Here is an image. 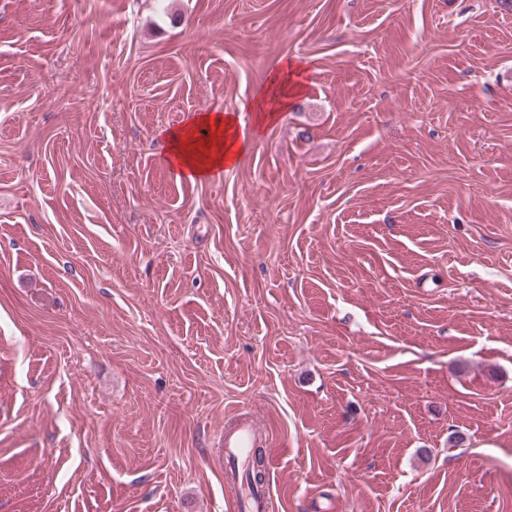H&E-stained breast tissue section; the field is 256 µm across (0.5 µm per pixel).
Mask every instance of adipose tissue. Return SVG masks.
Returning a JSON list of instances; mask_svg holds the SVG:
<instances>
[{
  "label": "adipose tissue",
  "mask_w": 512,
  "mask_h": 512,
  "mask_svg": "<svg viewBox=\"0 0 512 512\" xmlns=\"http://www.w3.org/2000/svg\"><path fill=\"white\" fill-rule=\"evenodd\" d=\"M301 65L288 61L273 75L253 105L256 126L273 123L301 87ZM250 132L236 117L224 112H203L165 135L166 160L178 177L195 179L239 164L248 150Z\"/></svg>",
  "instance_id": "ef3b65f1"
}]
</instances>
